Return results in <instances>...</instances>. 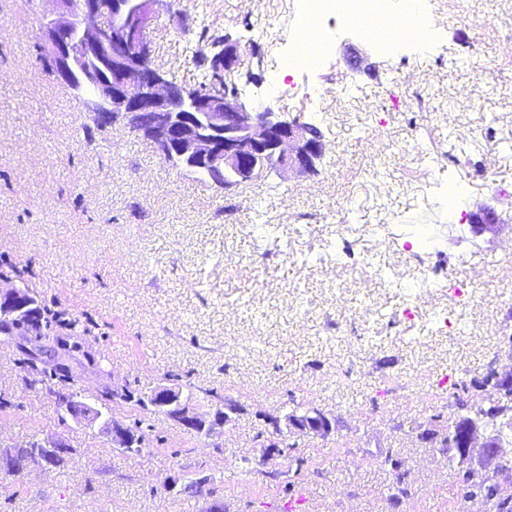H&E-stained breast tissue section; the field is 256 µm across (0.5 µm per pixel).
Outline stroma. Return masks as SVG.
Segmentation results:
<instances>
[{
	"instance_id": "stroma-1",
	"label": "stroma",
	"mask_w": 512,
	"mask_h": 512,
	"mask_svg": "<svg viewBox=\"0 0 512 512\" xmlns=\"http://www.w3.org/2000/svg\"><path fill=\"white\" fill-rule=\"evenodd\" d=\"M427 2L441 25L424 52L388 58L334 28L328 62L291 76L323 89L318 108L266 90L297 0H177L161 15L151 40L175 82L198 80L202 32L228 37L240 60L225 81L323 134L313 171L227 192L124 124L86 143L92 117L46 70L36 15L0 0V278L69 321L0 335V448L55 435L72 448L62 469L0 472V512H483L464 500L451 449L422 432L472 415L480 399L465 383L512 365V277L496 236L447 228L441 196L422 203L421 178L439 157L435 181L469 184L466 213L490 205L512 225V0ZM350 213L402 234L380 249L360 236L364 265L302 263ZM421 224L437 226L441 258L416 260ZM476 247L484 265L468 257ZM444 277L467 284L468 307L437 287L411 301ZM407 307L414 320L399 319ZM438 313L450 321L440 331ZM39 369L46 384L33 382ZM170 375L192 403L211 392L241 412L209 435L145 414L146 441L126 452L49 393L71 388L123 420L140 412L105 402L113 384L147 395ZM297 405L334 415L335 431L292 436L288 457L263 461L260 414Z\"/></svg>"
}]
</instances>
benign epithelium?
I'll return each instance as SVG.
<instances>
[{"instance_id": "1", "label": "benign epithelium", "mask_w": 512, "mask_h": 512, "mask_svg": "<svg viewBox=\"0 0 512 512\" xmlns=\"http://www.w3.org/2000/svg\"><path fill=\"white\" fill-rule=\"evenodd\" d=\"M56 8L39 9V49L50 60L59 82L81 95L85 111L98 118L125 120L132 131L151 141L162 158L182 170L200 169L224 189L230 190L275 173L284 176L290 170H310L322 158L325 145L313 137L308 125L288 120L266 107L256 111L241 99L236 88H224V72L239 61L238 46L224 43L210 64L215 86L209 93L170 80L153 58L150 29L164 12L171 11L173 0H111L112 18L105 21L101 0H53ZM94 79L95 90L82 94L83 82ZM502 227L497 212L486 207L474 214L477 233ZM34 316L33 302L26 289L15 284L0 286V321ZM512 385V371L493 370L488 381L475 385L482 397H489ZM115 396L166 413L188 431L210 432L226 424L238 410L231 403L214 417L200 413L182 398L181 391L163 385L143 398L128 389ZM264 430L257 442L265 449V459L283 455L282 441L292 431L328 435L334 422L322 409L313 407L306 421L291 416L262 415ZM115 448H133L139 434L116 420L103 425ZM426 438L440 447L460 448L463 454L486 440L475 425L455 427L449 432L429 429ZM70 452L65 439L57 436L30 446L15 448L0 455V468L8 472L24 461L43 467ZM496 491L512 509V470H500L495 476Z\"/></svg>"}]
</instances>
